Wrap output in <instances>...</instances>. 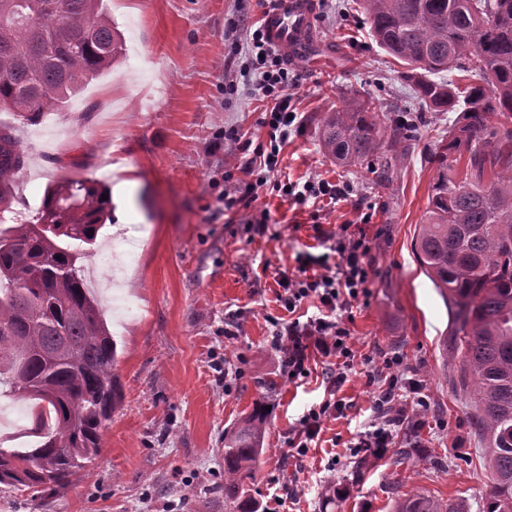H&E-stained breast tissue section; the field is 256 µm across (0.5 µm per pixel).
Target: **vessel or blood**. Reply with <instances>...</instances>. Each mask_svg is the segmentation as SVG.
Segmentation results:
<instances>
[{
    "label": "vessel or blood",
    "instance_id": "vessel-or-blood-1",
    "mask_svg": "<svg viewBox=\"0 0 512 512\" xmlns=\"http://www.w3.org/2000/svg\"><path fill=\"white\" fill-rule=\"evenodd\" d=\"M317 9V0H273L264 12V32L285 59L310 56L316 38Z\"/></svg>",
    "mask_w": 512,
    "mask_h": 512
}]
</instances>
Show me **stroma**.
I'll return each mask as SVG.
<instances>
[{"label":"stroma","mask_w":512,"mask_h":512,"mask_svg":"<svg viewBox=\"0 0 512 512\" xmlns=\"http://www.w3.org/2000/svg\"><path fill=\"white\" fill-rule=\"evenodd\" d=\"M123 55L59 112L23 123L0 111L26 155L11 185V207L35 221L46 187L71 177L105 182L112 222L101 246L83 263L105 304L117 344L122 401L114 410L100 455L65 490L34 496L0 485V512H233L224 502V430L270 405L266 449L251 494L258 512L272 496L279 512H391L409 489L438 499L464 497L479 512L488 481L472 414L457 387V363L447 355L453 328L448 309L417 266L412 243L424 219L436 168L437 136L458 115L420 108L403 67L371 35L354 0H318L320 63L295 61L294 106L299 133L283 145L290 181L315 176L349 184L347 198L297 206L271 187L259 190L252 214L269 210L265 234L225 209L224 184L244 180L251 151H227L225 130L266 140L263 102L251 83L224 92V72L236 51L224 33L233 19L261 20L266 0H107ZM362 93L381 115L413 119L406 161L389 187L373 174L342 168L320 146L322 118L339 99ZM365 223L375 242L376 274L367 303L351 310L348 327L359 353L397 352L405 377L424 380L431 407L419 439L429 452L417 467L393 455L361 459L352 449L368 429L374 389L357 365L339 395L344 417L325 422L319 447L303 462L288 456V434L321 401L316 377L294 386L280 373L271 348L279 270L295 269L297 253L316 246V227L340 230ZM130 225L136 253L121 272L105 267ZM232 335H225V328ZM303 488L299 499L288 489Z\"/></svg>","instance_id":"stroma-1"}]
</instances>
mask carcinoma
Wrapping results in <instances>:
<instances>
[{"label":"carcinoma","instance_id":"cac0c4a2","mask_svg":"<svg viewBox=\"0 0 512 512\" xmlns=\"http://www.w3.org/2000/svg\"><path fill=\"white\" fill-rule=\"evenodd\" d=\"M381 48L403 62L419 104L462 110L436 144L437 174L414 252L448 305L460 391L490 471L480 512H512V0H361ZM123 42L104 0H0V110L35 122L112 69ZM460 72L448 80L435 76ZM407 122L384 125L354 98L328 111L321 146L341 167L368 166L386 187L406 158ZM24 152L0 128V396L38 409L27 448H0V484L66 489L104 447L121 399L117 345L82 262L112 212L108 190L66 178L37 222L8 216L3 194ZM466 174L456 175L460 162ZM258 401L224 430V502L256 512L245 483L261 462ZM393 512H465L417 492Z\"/></svg>","mask_w":512,"mask_h":512}]
</instances>
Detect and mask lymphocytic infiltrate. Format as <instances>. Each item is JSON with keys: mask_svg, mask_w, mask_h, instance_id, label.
I'll return each mask as SVG.
<instances>
[{"mask_svg": "<svg viewBox=\"0 0 512 512\" xmlns=\"http://www.w3.org/2000/svg\"><path fill=\"white\" fill-rule=\"evenodd\" d=\"M228 33L245 42L244 61L238 73L251 79L253 96L267 104L262 124L267 130L269 145L257 149L258 164H246L245 169L251 175L249 181L225 188L226 208L250 209L258 199L259 188L269 182L284 191L292 204L299 206L312 199L347 197L350 187L346 184L340 186L312 179L298 185L280 178L281 147L297 128V121L292 117L291 94L296 79L287 61L269 43L263 28L240 19L230 24ZM318 239L322 253H306L301 256L296 273L283 270L276 279L277 300L289 313L287 320L276 323L271 340L272 348L283 354L281 374L289 377L291 384L299 386L311 376L312 361L322 364L324 397L302 415L288 440L300 458L306 457L312 444L318 442L323 424L342 417L347 408L338 393L354 367L356 354L342 314L354 303L369 298L374 276V242L364 230L322 231ZM310 299L318 303L316 313L303 320L297 319V308ZM403 362L399 353L385 352L375 368L382 383L372 396V408L380 420L373 429L361 432L357 445L376 459L383 458L392 446L397 427L407 423L422 427L430 408L422 381L399 375Z\"/></svg>", "mask_w": 512, "mask_h": 512, "instance_id": "f902f5d3", "label": "lymphocytic infiltrate"}]
</instances>
